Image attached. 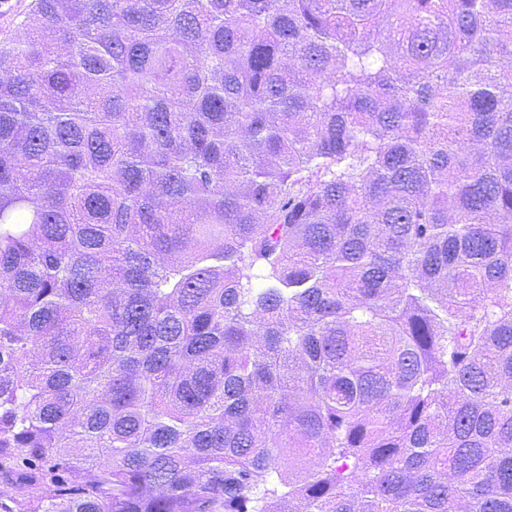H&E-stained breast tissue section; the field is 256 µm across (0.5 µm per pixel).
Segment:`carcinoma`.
Returning a JSON list of instances; mask_svg holds the SVG:
<instances>
[{
  "label": "carcinoma",
  "mask_w": 512,
  "mask_h": 512,
  "mask_svg": "<svg viewBox=\"0 0 512 512\" xmlns=\"http://www.w3.org/2000/svg\"><path fill=\"white\" fill-rule=\"evenodd\" d=\"M20 26L0 512H512V0Z\"/></svg>",
  "instance_id": "carcinoma-1"
}]
</instances>
